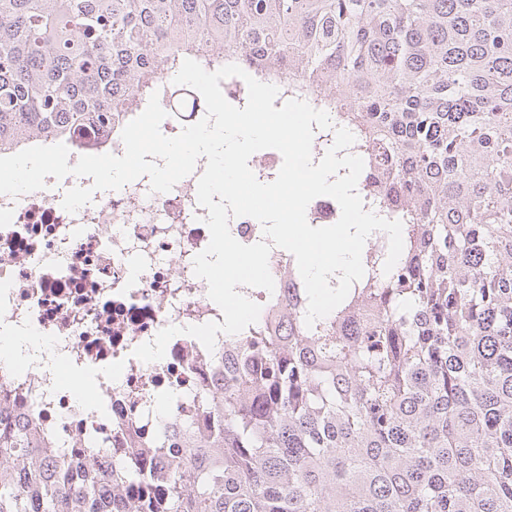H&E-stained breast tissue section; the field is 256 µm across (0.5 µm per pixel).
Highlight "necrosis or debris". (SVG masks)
Instances as JSON below:
<instances>
[{
	"label": "necrosis or debris",
	"instance_id": "obj_1",
	"mask_svg": "<svg viewBox=\"0 0 512 512\" xmlns=\"http://www.w3.org/2000/svg\"><path fill=\"white\" fill-rule=\"evenodd\" d=\"M159 101L165 136L201 120L206 106L191 89L164 81ZM206 166L166 193L140 177L118 191L95 193L76 213L61 202L91 178L46 177L43 190L0 195V338L26 337L29 360L0 359V407L20 409L56 454L98 450L117 464L137 457L174 461L177 442L161 438L177 423L206 428L202 400L224 374L244 334L218 335L213 349L184 327L222 321L193 259L210 240L197 183ZM273 291L243 288L261 305L271 333L306 312L296 261L275 247L269 256ZM181 327L163 360L145 363L134 349L167 326ZM95 375L98 399L79 402L80 383Z\"/></svg>",
	"mask_w": 512,
	"mask_h": 512
}]
</instances>
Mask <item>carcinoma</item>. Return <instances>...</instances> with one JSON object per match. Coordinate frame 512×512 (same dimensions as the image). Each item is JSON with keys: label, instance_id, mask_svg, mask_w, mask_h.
Listing matches in <instances>:
<instances>
[{"label": "carcinoma", "instance_id": "1", "mask_svg": "<svg viewBox=\"0 0 512 512\" xmlns=\"http://www.w3.org/2000/svg\"><path fill=\"white\" fill-rule=\"evenodd\" d=\"M336 108L404 249L236 353L154 466L0 410V512H512V0H0V156L122 133L184 59Z\"/></svg>", "mask_w": 512, "mask_h": 512}]
</instances>
